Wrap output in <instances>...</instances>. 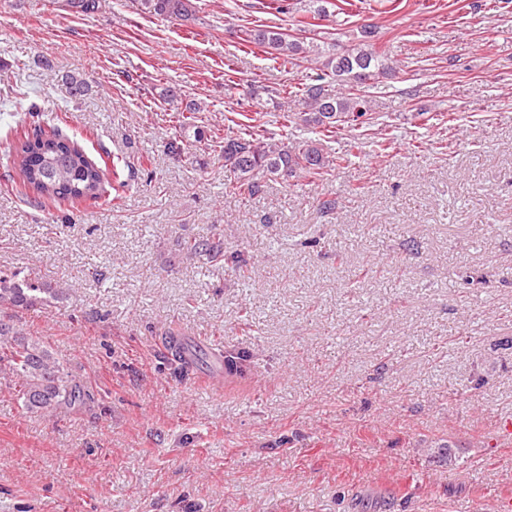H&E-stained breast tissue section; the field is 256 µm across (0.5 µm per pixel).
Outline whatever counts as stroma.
Here are the masks:
<instances>
[{
	"label": "stroma",
	"mask_w": 512,
	"mask_h": 512,
	"mask_svg": "<svg viewBox=\"0 0 512 512\" xmlns=\"http://www.w3.org/2000/svg\"><path fill=\"white\" fill-rule=\"evenodd\" d=\"M267 3L193 0L170 22L137 0L90 14L0 0V270L68 287L0 318L92 394L41 416L0 377V512H490L512 498V0ZM321 5L325 43L374 25L395 67L367 85L355 134L285 123L310 63L242 50L243 30L288 32ZM34 106L119 162L118 198L16 192L6 151ZM251 127L352 157L242 194L224 136ZM188 239L239 252L249 279L188 255ZM175 336L192 365L170 358ZM211 344L232 365L219 385Z\"/></svg>",
	"instance_id": "35a3bbf8"
}]
</instances>
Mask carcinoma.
<instances>
[{"label": "carcinoma", "mask_w": 512, "mask_h": 512, "mask_svg": "<svg viewBox=\"0 0 512 512\" xmlns=\"http://www.w3.org/2000/svg\"><path fill=\"white\" fill-rule=\"evenodd\" d=\"M138 2L143 10L162 20L186 19L193 8L192 0ZM299 31L309 32L313 37L250 29L244 31L242 41L274 52L284 66L295 64L301 57L315 64L317 84L307 87L301 95L288 92L287 121L312 122L328 133L345 125L354 126V122L370 111L365 85L392 70L372 43L374 30L363 27L362 39L349 44L336 42L328 54L318 45V34L313 28L302 25ZM327 77L336 82L338 90H329L321 84ZM8 157L22 172L18 184L25 197L32 194L40 199L94 203L102 198L101 167L58 125L47 132L38 129L31 136L25 135L9 147ZM346 161L345 154L326 155L322 144L315 140L290 144L257 133L224 137V168L233 176L235 188L250 194L259 191L261 174L297 176L314 182ZM185 248L194 256L204 253L217 264L224 260V250L218 245L195 240L185 242ZM65 293L66 289L50 281L38 287L19 278L16 271H0V306L28 308ZM0 375L13 379L17 397L30 413L51 414L84 398L60 360L43 342L15 332L3 323H0Z\"/></svg>", "instance_id": "cac0c4a2"}]
</instances>
